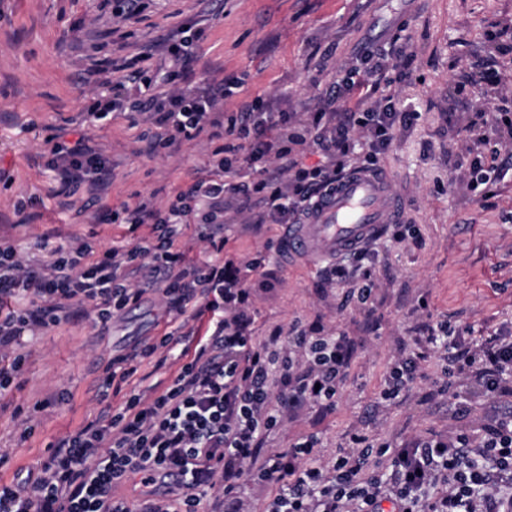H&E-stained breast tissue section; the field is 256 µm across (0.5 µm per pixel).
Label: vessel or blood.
<instances>
[{
  "label": "vessel or blood",
  "instance_id": "1",
  "mask_svg": "<svg viewBox=\"0 0 512 512\" xmlns=\"http://www.w3.org/2000/svg\"><path fill=\"white\" fill-rule=\"evenodd\" d=\"M390 182L383 169H350L300 223L285 226L287 254L307 260L335 258L383 234L388 225L400 223L402 207Z\"/></svg>",
  "mask_w": 512,
  "mask_h": 512
}]
</instances>
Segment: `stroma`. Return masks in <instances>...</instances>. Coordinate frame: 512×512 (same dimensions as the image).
Returning a JSON list of instances; mask_svg holds the SVG:
<instances>
[{
	"label": "stroma",
	"instance_id": "stroma-1",
	"mask_svg": "<svg viewBox=\"0 0 512 512\" xmlns=\"http://www.w3.org/2000/svg\"><path fill=\"white\" fill-rule=\"evenodd\" d=\"M191 20L203 32L185 82L236 81L225 111L258 98L272 111L306 120L320 95L358 66L361 50L370 46L384 49L397 66L378 96H393L410 115L378 157L403 204V220L397 233L343 256L351 273L346 282H327L323 262L281 260L275 252L280 226L249 230L246 216H224L226 252L262 262L249 276L256 286L254 336L317 319L325 332L359 342L335 412L321 416L311 409L284 420L267 434L265 451H287L312 433L328 456L350 447L357 431L398 448L418 438H447L494 410L512 409L511 396L491 397L459 378L443 396L426 399L444 380L436 351L419 361L408 390L377 401L404 356L403 343L423 324L445 320L474 339L512 323V163L494 183L468 188L459 162L473 138L469 117L485 101L471 87L465 103L451 95L460 72L485 57L484 33L493 22L509 26L499 70L512 85V0H153L134 27L135 39L154 41ZM102 28L93 0H9L0 14V235L35 261L73 236L105 246L127 243L125 227L110 221L112 211L143 199L166 205L211 172L215 144L207 139L155 150L146 124L131 125L121 115L104 122L84 118L99 90L85 71ZM60 129L70 142L88 137L109 158L96 195L67 194L48 169L45 138ZM368 277L377 318L370 326L351 297ZM178 323L150 290L108 328L79 316L30 340L18 387L0 396V483L37 467L58 440L96 418L98 378L110 358L159 339ZM180 366L173 356L161 367L142 361L112 404L133 390L166 387ZM61 391L66 397L60 401ZM47 398L52 404L38 414L34 434L22 438L27 412Z\"/></svg>",
	"mask_w": 512,
	"mask_h": 512
}]
</instances>
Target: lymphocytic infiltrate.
<instances>
[{
    "label": "lymphocytic infiltrate",
    "instance_id": "f902f5d3",
    "mask_svg": "<svg viewBox=\"0 0 512 512\" xmlns=\"http://www.w3.org/2000/svg\"><path fill=\"white\" fill-rule=\"evenodd\" d=\"M149 6L150 0H95L94 8L111 18L112 43L120 48L131 36L130 24ZM200 35L189 23L171 30L154 51L140 54L141 65L128 79L106 81L104 94L86 114L100 121L130 113L154 127V142L161 146L204 134L219 139L212 176L197 178L167 208L147 199L113 212V222L126 225L131 236L121 247L97 248L76 237L36 267L0 237V303L10 305L0 312V395L15 387L23 371L25 339L68 322L85 307L97 324L107 325L142 298L146 285L156 288L169 311L207 317V328L182 324L113 358L99 384L104 400L143 359L175 351L183 364L162 391L130 393L64 438L36 477L0 484V512H131L115 490L134 476L145 485L172 477L183 490L182 497L155 502L144 512H204L203 500L217 486L226 512H245L236 490L247 478L277 484L268 512H512V412L491 415L476 430L456 431L444 440L417 439L405 448L374 444L355 433L351 447L337 449L326 462L312 434L288 451L262 454L264 435L305 403H315L325 415L335 410L354 342L322 334L315 323L278 328L255 340L253 290L235 257L224 253V213L263 209L272 223H299L348 171L347 159L360 141L368 148L367 169H375L399 114L389 97L364 108L347 107L346 101L371 77L386 74L392 62L382 50L363 51L360 66L326 91L303 124L294 114L267 111L258 99L228 114L224 101L231 86L178 84V67ZM156 51L169 63L166 79L172 85L158 94L151 91L146 67ZM470 128L477 137L467 150L468 169L490 180L501 166L481 146L492 134L512 141V110L499 105L476 112ZM48 142L47 165L66 188L99 186L110 165L105 155L57 135ZM310 147L324 155V164L302 165L300 155ZM264 158L279 160V168L256 182L234 181L240 162ZM189 224L218 260L193 264L176 250ZM430 348L441 351L449 374L489 394L501 392L504 376L512 374V330L473 342L450 335L446 324H429L416 350L386 380L380 401L407 387L423 350Z\"/></svg>",
    "mask_w": 512,
    "mask_h": 512
}]
</instances>
